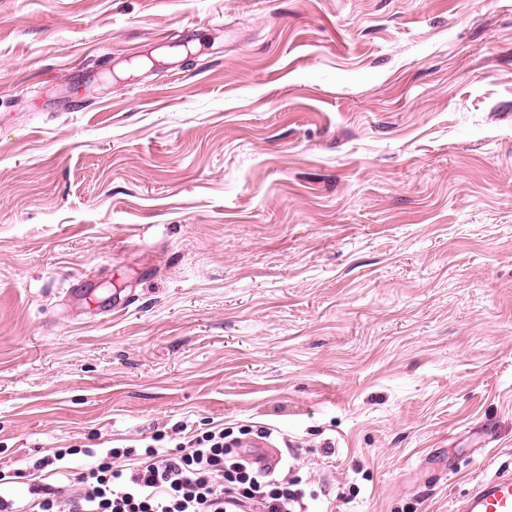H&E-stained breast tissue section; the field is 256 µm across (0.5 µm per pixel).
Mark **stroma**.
<instances>
[{
	"mask_svg": "<svg viewBox=\"0 0 512 512\" xmlns=\"http://www.w3.org/2000/svg\"><path fill=\"white\" fill-rule=\"evenodd\" d=\"M181 424L310 512L512 470V0H0V470Z\"/></svg>",
	"mask_w": 512,
	"mask_h": 512,
	"instance_id": "35a3bbf8",
	"label": "stroma"
}]
</instances>
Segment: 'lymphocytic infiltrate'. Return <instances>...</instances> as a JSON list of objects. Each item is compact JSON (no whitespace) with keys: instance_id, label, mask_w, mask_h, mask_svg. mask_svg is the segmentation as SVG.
<instances>
[{"instance_id":"lymphocytic-infiltrate-1","label":"lymphocytic infiltrate","mask_w":512,"mask_h":512,"mask_svg":"<svg viewBox=\"0 0 512 512\" xmlns=\"http://www.w3.org/2000/svg\"><path fill=\"white\" fill-rule=\"evenodd\" d=\"M78 455L88 459L78 496L61 498L38 479L44 470L61 473ZM23 494L28 512H296L303 503L262 453L228 448L215 426L187 436L173 452L151 444L55 449L32 471L0 473V512H16L15 498Z\"/></svg>"}]
</instances>
